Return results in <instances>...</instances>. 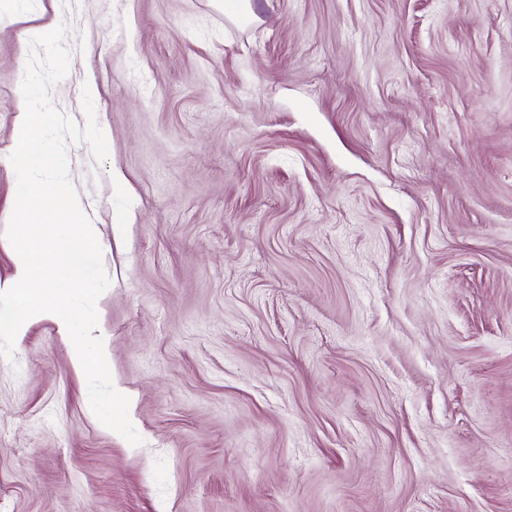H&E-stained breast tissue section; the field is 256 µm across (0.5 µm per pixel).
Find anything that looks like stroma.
I'll return each instance as SVG.
<instances>
[{
	"label": "stroma",
	"instance_id": "1",
	"mask_svg": "<svg viewBox=\"0 0 512 512\" xmlns=\"http://www.w3.org/2000/svg\"><path fill=\"white\" fill-rule=\"evenodd\" d=\"M15 0L0 285L37 29L142 442L43 317L0 355V512H512V0Z\"/></svg>",
	"mask_w": 512,
	"mask_h": 512
}]
</instances>
